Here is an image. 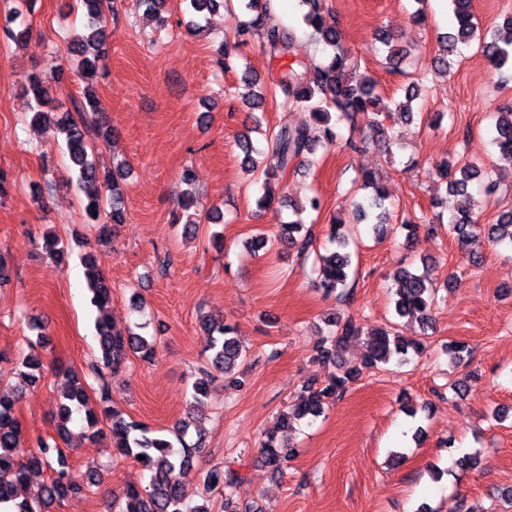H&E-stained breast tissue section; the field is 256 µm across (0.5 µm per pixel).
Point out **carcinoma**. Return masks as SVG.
<instances>
[{
	"label": "carcinoma",
	"mask_w": 512,
	"mask_h": 512,
	"mask_svg": "<svg viewBox=\"0 0 512 512\" xmlns=\"http://www.w3.org/2000/svg\"><path fill=\"white\" fill-rule=\"evenodd\" d=\"M86 9L87 24L85 33L72 40V52L76 56L77 72L87 77L108 55L106 18L103 0H77ZM275 0H240L242 10L249 18L237 21L233 40H225L220 48V62L224 68L233 69L239 59L238 50L248 44L253 31H265V47L273 57L292 52L295 32L274 19ZM306 8L302 19L313 30L316 41L323 46L324 57L311 59L297 66H289L276 81L282 106L300 108L309 115V123L290 128L286 125L268 128L264 132L266 154L270 163L260 167L254 157L255 148L247 135H242L239 144L244 152L242 164L252 174H260L264 182V194L257 205L265 207L273 203L270 190L271 180L283 176L288 167L300 158L315 155L336 142L333 121H352L361 115L373 135L378 139L386 137L384 120L389 113L377 109L379 94L376 83L370 78L357 79L350 69L351 58L341 45L337 27L331 23L323 10L322 0H299ZM196 16L193 25L204 30L203 22L208 15L219 10L224 0H189ZM452 10L457 21L455 33L444 36L438 54L433 58L434 67L448 73L450 57L455 55L458 45H468L473 41L490 54L497 67L512 65V16L505 19L510 37L503 39L499 31H493L491 41H485L481 23L473 11V0H451ZM387 48V59L400 64L407 51L394 42L388 34L380 37ZM241 81L247 89L245 102L252 110L264 108L265 95L257 90L259 79L252 70L244 69ZM21 89L32 101V121L53 137H63L70 162L77 169V185L86 199L84 209L95 226L98 242L102 243L115 228L126 223L124 193L118 179L125 176L127 165L122 162L112 171V176H102L92 158V140L108 137L112 126L101 101L91 89L83 92V97L71 100V106L61 103L52 110L46 104L52 100L38 74L23 75ZM423 92L422 79L417 78L405 88V104H397L401 114L413 119L411 103ZM494 142L499 148L500 158L512 162V108L499 114L495 124ZM432 175L445 185V197L436 201L440 212L436 214L439 223H448V233L471 243L483 240L493 243L507 241L512 244V213L499 216L494 224H482L471 204L469 184L475 179L482 182L487 194L495 195L499 184L493 178V170L482 169L469 162L459 167L455 174L448 167V161L433 165ZM372 189V194L362 198L355 205L357 220L372 225L374 233H380L391 223V214L385 206L386 191L375 176L365 173L360 189ZM345 222L335 221L330 225L329 242L334 249L318 256L314 273V283L326 290L348 286L351 255ZM302 224H282L278 234L269 238L259 234L251 239L249 248L258 252L265 248L279 246L294 251L300 257L307 255L312 246L310 233H302ZM42 248L57 262L62 261L63 247L56 236L43 237ZM86 281L91 293L90 303L102 312L110 303L111 291L106 284L104 273L99 268L98 256L90 251L84 256ZM393 295L395 310L401 317H412L427 329L432 323V310L436 303V288L424 275L416 274L406 267H400L394 274ZM149 323H138L126 330L112 328L106 317L96 320L98 355L91 365V373L97 383L95 395L75 376L59 392L58 433L62 440H68L69 423L78 413L83 416L92 434L106 427L112 438V447L122 456L134 458L143 455L140 461L148 473L147 485H130L121 495L114 498V512H209L207 503L189 506L183 497L180 476L192 466L202 451V441L187 440L189 428L194 420L195 410L207 397V378L214 369L227 375L240 360L248 356L247 348L237 335L236 326L227 320H202L205 347L208 352L209 369L199 370V376L192 384L187 416L179 421L170 434L165 435L145 424L128 420L124 412L112 399L106 371L116 370L124 365L129 355H136L142 361L152 363L157 357V337L147 334L144 329ZM333 330L329 337L322 339L318 347L320 358L336 367V372L328 377L325 384L316 387L305 386L300 395V403L283 414V431H288L293 422L306 417L320 416L325 407L341 397L348 389L349 382L358 377L360 367L350 365L342 359L341 350L351 339L362 335V328L353 318H337L332 321ZM368 346L363 366L371 368L387 363L394 356L407 359L408 353L420 354L424 342L406 340L391 329H377L368 333ZM25 371L21 375L34 383L45 371L43 361L30 355L21 361ZM17 399L12 393L0 388V512H50L49 507L70 495L81 494L85 487L100 483L99 475L89 473L81 480L67 465L61 449L41 437L30 441L32 450L22 451V429L15 417ZM294 456V448L288 438L278 437L269 432L262 447V460L274 474H284L288 462ZM244 463L232 460L224 466H214L201 472L204 490H224V512H258L235 505L234 496L245 481ZM43 468L53 470L51 480L42 484L37 491L18 500V488L26 485L33 471Z\"/></svg>",
	"instance_id": "obj_1"
}]
</instances>
